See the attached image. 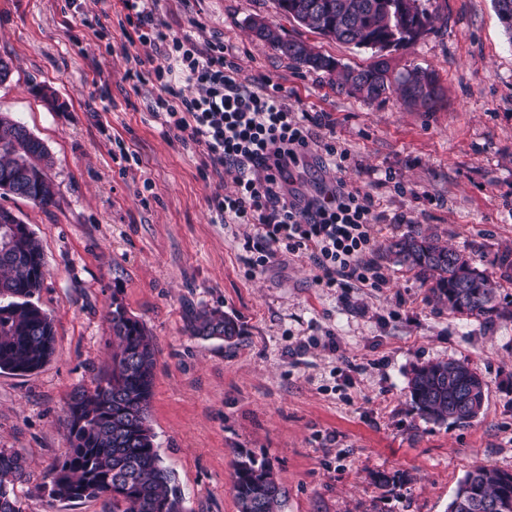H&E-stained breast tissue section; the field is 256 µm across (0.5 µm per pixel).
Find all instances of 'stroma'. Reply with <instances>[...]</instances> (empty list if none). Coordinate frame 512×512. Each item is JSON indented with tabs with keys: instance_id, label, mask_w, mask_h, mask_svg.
Masks as SVG:
<instances>
[{
	"instance_id": "stroma-1",
	"label": "stroma",
	"mask_w": 512,
	"mask_h": 512,
	"mask_svg": "<svg viewBox=\"0 0 512 512\" xmlns=\"http://www.w3.org/2000/svg\"><path fill=\"white\" fill-rule=\"evenodd\" d=\"M423 40L388 58L390 75L419 65L443 87L436 111L397 97L338 93L330 75L298 68L249 29L260 19L340 63L370 51L280 14L274 0H154L172 32L223 40L236 78L285 88L298 113H321L349 157L348 188L400 216L378 227L369 255L384 279L323 288L305 256L247 265L262 228L221 224L211 200L232 175L204 174L203 150L163 133L149 107L154 76L136 74L148 46L130 40L119 0H0V113L49 149L53 204L9 196L35 233L47 274L36 297L54 322L56 353L27 375L0 372V448L26 458L25 512H104L103 500L60 502L32 492L67 446L68 395L107 366L113 298L156 339L150 424L189 512H237L238 452L268 460L285 491L280 512H448L474 465L512 471V322L482 325L429 303V288L381 252L410 225L455 248L480 245L479 267L512 250V38L491 0H437ZM215 307L233 344L191 336L190 312ZM467 360L489 385L467 426L425 422L408 394L413 370ZM396 476L381 489L378 473Z\"/></svg>"
}]
</instances>
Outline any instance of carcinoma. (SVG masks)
<instances>
[{"label": "carcinoma", "instance_id": "cac0c4a2", "mask_svg": "<svg viewBox=\"0 0 512 512\" xmlns=\"http://www.w3.org/2000/svg\"><path fill=\"white\" fill-rule=\"evenodd\" d=\"M394 0H275L277 9L301 26L339 43L367 50L391 40L410 48L416 27L430 32L439 8L431 0H405L404 11ZM494 9L512 35V0H493ZM256 37L296 63L336 74V89L363 100L397 95L412 108L433 112L441 99L422 93L428 83L440 84L438 74L413 67L392 80L378 58L362 68L336 65L303 42L282 39L266 24L251 26ZM52 157L27 128L0 114V194L39 206L54 202L55 186L47 175ZM449 247L422 224H413L387 247V256L406 266L429 285L430 301L485 325L512 320V301L498 299L502 282L512 283V250L498 253L492 265L499 276L477 267L472 254ZM46 275L42 248L33 232L14 249L0 247V371L26 375L40 369L55 353L52 319L35 296ZM112 330V355L106 373L92 388L74 391L66 403L64 424L68 446L49 473L48 497L76 501L105 497L106 512H188L175 473L163 464L149 424L157 346L144 324L112 298L107 313ZM191 335L226 342L240 327L218 308L201 307L187 323ZM488 384L469 363L449 360L415 369L408 385L420 416L433 423L466 425L483 408ZM30 481L26 460L0 448V512H24L15 486ZM233 495L238 512H276L285 492L266 460L238 454L234 461ZM448 512H512V472L477 465L458 482Z\"/></svg>", "mask_w": 512, "mask_h": 512}]
</instances>
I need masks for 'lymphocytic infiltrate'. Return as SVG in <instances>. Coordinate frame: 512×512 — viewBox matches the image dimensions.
<instances>
[{
  "label": "lymphocytic infiltrate",
  "mask_w": 512,
  "mask_h": 512,
  "mask_svg": "<svg viewBox=\"0 0 512 512\" xmlns=\"http://www.w3.org/2000/svg\"><path fill=\"white\" fill-rule=\"evenodd\" d=\"M121 3L139 42L152 49L135 64L160 84L153 118L165 133L201 146L205 168L233 174L234 191L211 202L221 221L263 227L250 267L283 248L309 255L323 287L351 281L379 287L383 279L369 255L385 216L375 211L371 195L338 179L330 200L321 204L294 186V170L319 142L321 119L305 125L288 107L282 87L238 82L223 41L202 46L173 33L148 0Z\"/></svg>",
  "instance_id": "f902f5d3"
}]
</instances>
